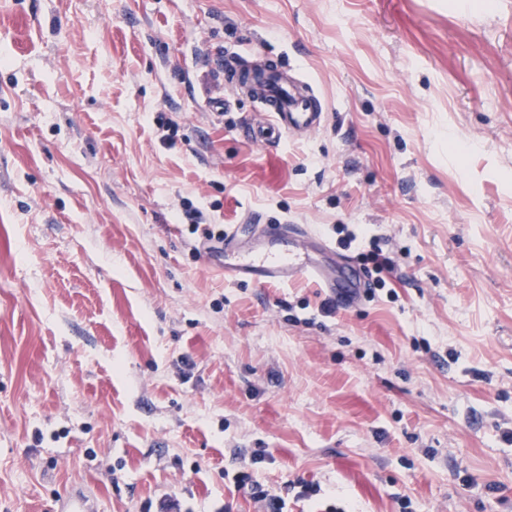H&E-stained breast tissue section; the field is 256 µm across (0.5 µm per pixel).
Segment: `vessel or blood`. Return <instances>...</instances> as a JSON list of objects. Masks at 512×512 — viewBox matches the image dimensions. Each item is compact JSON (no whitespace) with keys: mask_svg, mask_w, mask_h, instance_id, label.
I'll return each instance as SVG.
<instances>
[{"mask_svg":"<svg viewBox=\"0 0 512 512\" xmlns=\"http://www.w3.org/2000/svg\"><path fill=\"white\" fill-rule=\"evenodd\" d=\"M259 104L265 117L250 129L249 138L262 147L318 130L326 116L321 97L301 91L298 71H286L276 64L265 79ZM267 236V244L249 247L245 244L249 234L243 225L235 224L225 231V280L266 286L308 279L343 304L355 302L360 282L348 275L344 263L325 262L324 256L333 246L315 227L283 222L269 226Z\"/></svg>","mask_w":512,"mask_h":512,"instance_id":"vessel-or-blood-1","label":"vessel or blood"}]
</instances>
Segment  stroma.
I'll list each match as a JSON object with an SVG mask.
<instances>
[{
  "instance_id": "1",
  "label": "stroma",
  "mask_w": 512,
  "mask_h": 512,
  "mask_svg": "<svg viewBox=\"0 0 512 512\" xmlns=\"http://www.w3.org/2000/svg\"><path fill=\"white\" fill-rule=\"evenodd\" d=\"M227 57L324 127L251 143ZM252 218L393 269L352 307L225 282L190 226ZM260 489L512 512V0H0V512Z\"/></svg>"
}]
</instances>
